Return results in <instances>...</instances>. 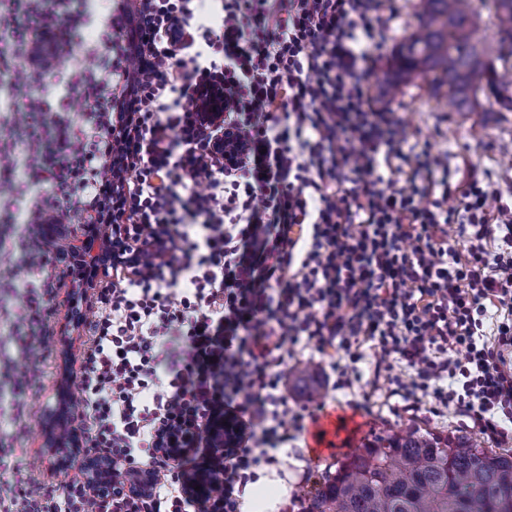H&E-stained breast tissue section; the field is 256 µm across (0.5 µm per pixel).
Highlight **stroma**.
<instances>
[{
  "instance_id": "stroma-1",
  "label": "stroma",
  "mask_w": 512,
  "mask_h": 512,
  "mask_svg": "<svg viewBox=\"0 0 512 512\" xmlns=\"http://www.w3.org/2000/svg\"><path fill=\"white\" fill-rule=\"evenodd\" d=\"M75 81L73 67L60 68L44 76L40 92L50 107L67 103L71 115L78 118L88 107L75 92ZM447 94V87L416 78L403 84L399 94L384 106L404 123L409 142L428 143L433 154L447 157L450 178L470 169L488 175L503 189H512V112H451L445 106ZM51 347L42 366L41 383L27 396L26 433L15 445L21 467L62 486L80 471L74 467L50 473L42 461V424L62 373L59 336H52ZM323 412L336 417V432L326 439L325 452H313L310 434L305 431L293 447L278 452L277 464L260 467L262 475L272 482L276 512H283L293 490L309 487L318 475L362 447L374 434L403 431L412 424L443 436L466 431L461 417L449 411L437 416L423 411L416 417L397 412L386 402L383 390L367 391L360 381L353 388L326 393Z\"/></svg>"
}]
</instances>
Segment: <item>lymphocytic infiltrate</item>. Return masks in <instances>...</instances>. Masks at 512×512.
<instances>
[{"label": "lymphocytic infiltrate", "mask_w": 512, "mask_h": 512, "mask_svg": "<svg viewBox=\"0 0 512 512\" xmlns=\"http://www.w3.org/2000/svg\"><path fill=\"white\" fill-rule=\"evenodd\" d=\"M395 0H116L101 49L76 56L81 0H0V92L73 64L90 110L47 115L41 95L7 105L0 200L36 190L14 237L0 217V287H28L9 315L15 399L39 379L53 334L47 222L77 211L116 226L85 324L79 409L87 440L120 467L149 466L139 494L57 486L22 467L0 512H241L259 463L297 440L309 406L283 368L307 348L331 390L386 380L400 412L446 408L483 438L512 442V193L448 179L372 93ZM45 56L37 58L35 47ZM224 90V126L200 119ZM233 134L231 159L219 132ZM197 192H180L186 181ZM460 193L461 208L445 206ZM410 380L390 377L393 364ZM234 427L230 444L212 426ZM213 479L198 499L187 486ZM216 107V111H213ZM200 118L213 127L222 125L224 118V94L218 86H206L199 100Z\"/></svg>", "instance_id": "lymphocytic-infiltrate-1"}]
</instances>
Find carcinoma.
I'll use <instances>...</instances> for the list:
<instances>
[{
	"label": "carcinoma",
	"instance_id": "carcinoma-1",
	"mask_svg": "<svg viewBox=\"0 0 512 512\" xmlns=\"http://www.w3.org/2000/svg\"><path fill=\"white\" fill-rule=\"evenodd\" d=\"M473 0H422L415 30L390 56L381 94L416 77L448 86V111L477 112L483 100L512 111L508 83L494 61L512 70V0H492L497 54L487 57ZM304 512H512V451L475 437H442L413 426L375 434L305 492Z\"/></svg>",
	"mask_w": 512,
	"mask_h": 512
}]
</instances>
